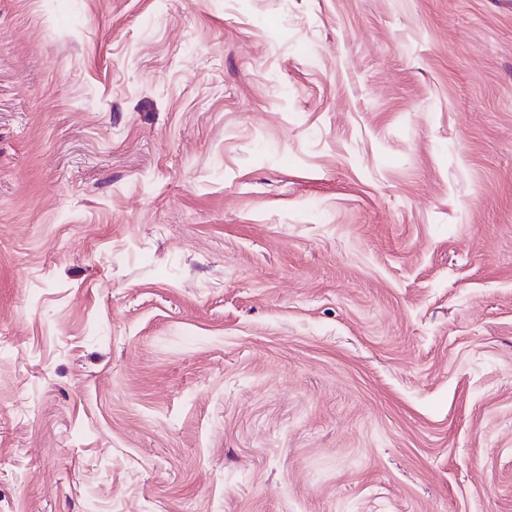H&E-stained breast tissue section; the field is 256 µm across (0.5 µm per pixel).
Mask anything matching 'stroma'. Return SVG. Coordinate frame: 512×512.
I'll return each instance as SVG.
<instances>
[{
	"label": "stroma",
	"mask_w": 512,
	"mask_h": 512,
	"mask_svg": "<svg viewBox=\"0 0 512 512\" xmlns=\"http://www.w3.org/2000/svg\"><path fill=\"white\" fill-rule=\"evenodd\" d=\"M0 512H512V0H0Z\"/></svg>",
	"instance_id": "1"
}]
</instances>
